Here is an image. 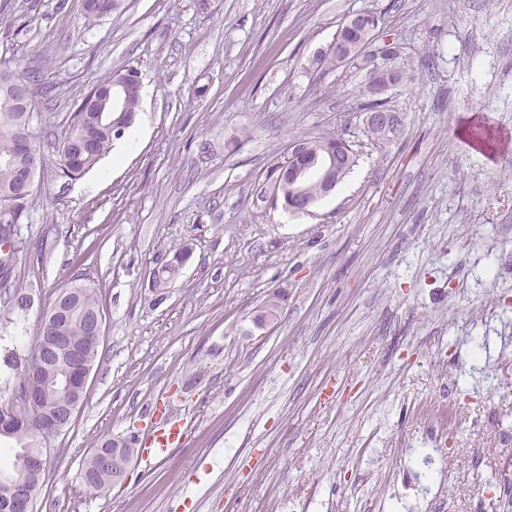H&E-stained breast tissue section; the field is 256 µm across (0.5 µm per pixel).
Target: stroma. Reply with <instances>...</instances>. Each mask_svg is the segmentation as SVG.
<instances>
[{"label":"stroma","instance_id":"obj_1","mask_svg":"<svg viewBox=\"0 0 512 512\" xmlns=\"http://www.w3.org/2000/svg\"><path fill=\"white\" fill-rule=\"evenodd\" d=\"M15 2L0 59L54 98L32 121L44 166L10 279L30 304L0 292V406L73 278L104 318L37 512H424V471L446 477L450 512H512L493 490L512 464V0H126L93 27L81 0ZM366 10L414 77L386 94L390 141L363 125L370 65L315 64ZM128 67L140 137L57 178L75 102ZM336 137L351 173L285 211L289 144ZM171 420L180 447L82 483L93 448H142Z\"/></svg>","mask_w":512,"mask_h":512}]
</instances>
